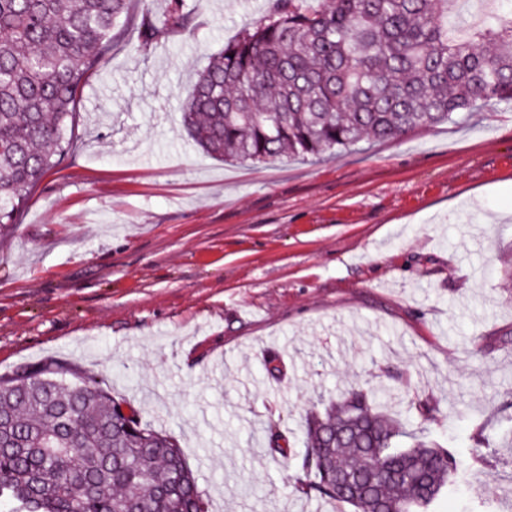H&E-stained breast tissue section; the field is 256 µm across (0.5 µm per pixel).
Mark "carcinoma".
Masks as SVG:
<instances>
[{"label": "carcinoma", "mask_w": 512, "mask_h": 512, "mask_svg": "<svg viewBox=\"0 0 512 512\" xmlns=\"http://www.w3.org/2000/svg\"><path fill=\"white\" fill-rule=\"evenodd\" d=\"M134 0H0V224L68 155L78 94L105 69ZM183 0L142 12L137 48L189 29ZM478 102L512 106V18L490 12L465 39L448 0H273L271 13L224 44L187 88L186 136L225 162L320 158L366 137L393 140L453 120ZM62 364L0 378V512H206L170 435L119 411ZM430 401L400 387H350L311 411L304 451L275 428L272 448L300 455L295 489L355 512L426 509L485 463L406 430L377 401Z\"/></svg>", "instance_id": "1"}]
</instances>
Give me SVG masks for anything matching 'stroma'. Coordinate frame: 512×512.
<instances>
[{"instance_id":"stroma-1","label":"stroma","mask_w":512,"mask_h":512,"mask_svg":"<svg viewBox=\"0 0 512 512\" xmlns=\"http://www.w3.org/2000/svg\"><path fill=\"white\" fill-rule=\"evenodd\" d=\"M191 29L135 31L76 106L72 148L0 232V377L57 360L171 434L208 512H276L296 449L348 386L486 463L433 512H512V108L482 106L320 161L224 162L187 141L181 91L270 0H185ZM283 367L278 379L270 359Z\"/></svg>"}]
</instances>
